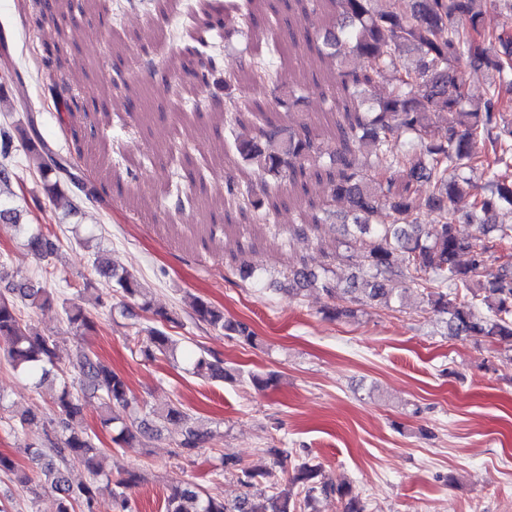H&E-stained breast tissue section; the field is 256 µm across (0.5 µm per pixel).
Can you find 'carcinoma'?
Masks as SVG:
<instances>
[{"label":"carcinoma","mask_w":512,"mask_h":512,"mask_svg":"<svg viewBox=\"0 0 512 512\" xmlns=\"http://www.w3.org/2000/svg\"><path fill=\"white\" fill-rule=\"evenodd\" d=\"M265 2L246 0L241 23H255ZM477 2L412 0L407 9L403 0H296L301 14H307L311 4L321 13L307 46L315 51L330 92L322 133L339 142L330 151L324 149L322 133H316L309 122L296 129L276 125L257 100L229 96L224 102L222 119L231 133L225 153L244 166L240 180L224 194L227 211L256 213L268 224L282 185L304 190L309 178L322 184L332 200L347 204L341 236L359 243L360 251L350 259L368 276L367 287H359L353 279L342 288L337 280L305 267L288 274L292 294L318 288L327 297L343 296L347 306L323 310L329 318L351 316L357 306L390 309L403 292L416 288L428 310L442 317L452 334L512 340V224L492 223L499 208L512 209V0H488L506 19L495 30L484 26ZM464 66L490 75L485 96L473 98L465 92L460 77ZM388 75L393 81L389 92L369 97L373 84ZM242 81L256 89H273L276 104L288 109L304 100L303 84L283 81L264 56L253 58L238 71L230 70L225 83ZM28 149L36 155L48 194L59 195L65 181L75 182L42 141L28 140ZM479 166L491 174L481 189L468 176ZM251 170L269 177L260 195L247 179ZM422 180L431 188L426 206L438 213L439 224L419 221L414 184ZM385 211L392 216L388 224L380 221ZM326 213V203H309L288 234L307 238ZM474 227L489 237L481 251L462 263L459 256L470 250L469 229ZM27 246L46 257L58 252L59 238L39 228L29 234ZM493 262L498 263L494 272L490 270ZM95 270L116 281L122 296L142 294L137 281L118 273L107 258H97ZM12 292L32 309L49 307L55 300L51 289L28 281L17 284ZM191 308L197 320L226 336L249 343L256 340L245 324L198 297ZM64 313L77 334L95 331L82 305L67 301ZM160 319L164 324L146 329L143 353L147 358L182 359L199 377L229 378L224 360L206 351L186 350L171 336L166 324H176L178 318L162 313ZM0 337L10 345L8 361L30 376L42 381L56 367L55 343L24 323L15 302L2 296ZM78 359L80 390L99 396L101 423L107 426L117 420L116 409L131 405L127 382L103 367L90 350L79 351ZM53 407L56 440L51 450L61 462L78 464L94 477L101 475L112 450L96 447L89 433L74 429L82 413L79 393L63 384ZM156 418L168 424L186 420L178 405L156 412ZM207 440V434L189 429L175 454L191 455ZM25 452L39 466L38 477L3 453L0 472L11 474L35 495L40 490L53 494L56 512H94L98 491L94 483H74L62 469L41 464L42 448ZM224 468L237 470L243 492L235 500L213 497L200 485L180 480L168 488L164 512H298V496L309 506L318 497L333 494L343 512H367L366 501L351 486L320 479L321 466L306 460L283 483L272 470L239 468L233 460H224ZM138 479L128 471L114 481L115 512H132L129 490Z\"/></svg>","instance_id":"obj_1"}]
</instances>
